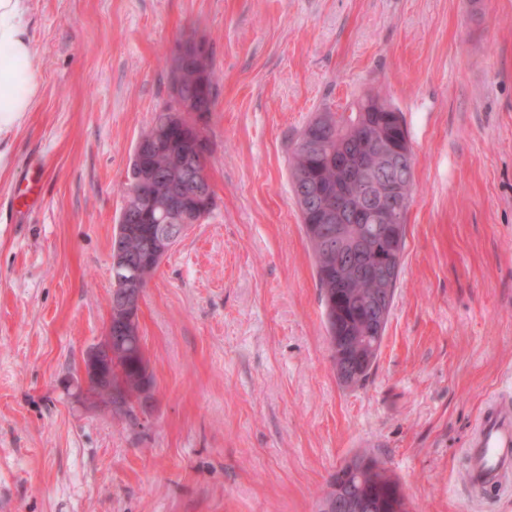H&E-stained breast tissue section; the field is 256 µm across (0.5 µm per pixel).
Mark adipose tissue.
Wrapping results in <instances>:
<instances>
[{
  "label": "adipose tissue",
  "instance_id": "1",
  "mask_svg": "<svg viewBox=\"0 0 512 512\" xmlns=\"http://www.w3.org/2000/svg\"><path fill=\"white\" fill-rule=\"evenodd\" d=\"M33 55L27 0H0V133L19 123L37 101Z\"/></svg>",
  "mask_w": 512,
  "mask_h": 512
}]
</instances>
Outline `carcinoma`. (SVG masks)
I'll use <instances>...</instances> for the list:
<instances>
[{"instance_id":"cac0c4a2","label":"carcinoma","mask_w":512,"mask_h":512,"mask_svg":"<svg viewBox=\"0 0 512 512\" xmlns=\"http://www.w3.org/2000/svg\"><path fill=\"white\" fill-rule=\"evenodd\" d=\"M214 90V72H209L208 83L204 85L196 77L195 67L188 65L179 81L178 96L180 101L191 102L192 107L200 112L202 128H197L199 119L196 120L192 116L184 119L174 114V97L170 96L159 107L148 130H164L169 127L178 131L179 138L186 134L196 138L201 134L204 139H209L208 119L215 106ZM355 103L358 104L361 113L360 123L353 131L336 124V113L329 107L316 113L293 144L288 167L292 191L315 261L316 278L324 302L327 341L329 348H338V351L331 352L333 366L343 364L342 355L354 344L370 353V358L355 380V383L359 384L368 378L380 352L381 344L372 331V322L379 312H388L391 309L400 272L404 234H399V238L392 243L387 241L378 245L372 238L364 237L362 259H367L373 250H378V256L390 264V283L385 284L364 275L353 280L347 287L336 289V266L331 263L326 250L329 225L320 223L311 186L334 185L336 180L340 179L336 174V166H330L326 162L330 155L347 152L357 160L366 161L375 168L376 175H391L400 183L401 193L395 197V201L401 207L398 222L400 230L403 231L412 200L414 178L411 166L403 170H388L377 153L374 140L378 129L386 126L389 136L395 141L409 143L403 115L399 114L393 123H387L389 113L386 109L393 108V105L377 94H366L355 100ZM304 139L315 143L321 155L312 157L299 149V144ZM154 164L159 171L160 180L151 187H143V192L150 196L156 205V213L163 216V220L159 224H137L134 232L123 233L119 238L112 239L114 261L127 256L132 258L149 248L153 249L155 259L149 265L138 269V277L145 283L171 251L169 239L179 234V226L184 223L183 210L177 206V198L185 196L189 189L190 170L194 169L197 162L193 160V154L189 153L175 160L168 156H159ZM112 383L122 386L130 401L140 400L145 385L153 384L148 362L139 344L136 326L127 336L112 337ZM337 488L346 494L369 492L385 504L390 502L394 494L402 500L405 499L402 488L387 471H369L365 473L363 480L359 481L345 463L332 475L330 491L321 503L320 512H326V507L335 497Z\"/></svg>"}]
</instances>
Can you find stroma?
<instances>
[{"label":"stroma","instance_id":"obj_1","mask_svg":"<svg viewBox=\"0 0 512 512\" xmlns=\"http://www.w3.org/2000/svg\"><path fill=\"white\" fill-rule=\"evenodd\" d=\"M33 111L0 135V512H319L366 452L411 512H512L465 442L512 400V0H28ZM207 37L216 205L138 313L150 411L86 399L133 147L168 60ZM381 91L415 191L380 354L330 360L288 153L323 107ZM43 165L41 199L27 164Z\"/></svg>","mask_w":512,"mask_h":512}]
</instances>
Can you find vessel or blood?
I'll use <instances>...</instances> for the list:
<instances>
[{
	"instance_id": "vessel-or-blood-1",
	"label": "vessel or blood",
	"mask_w": 512,
	"mask_h": 512,
	"mask_svg": "<svg viewBox=\"0 0 512 512\" xmlns=\"http://www.w3.org/2000/svg\"><path fill=\"white\" fill-rule=\"evenodd\" d=\"M464 478L471 487L498 491L512 476V403L486 408L466 443Z\"/></svg>"
}]
</instances>
